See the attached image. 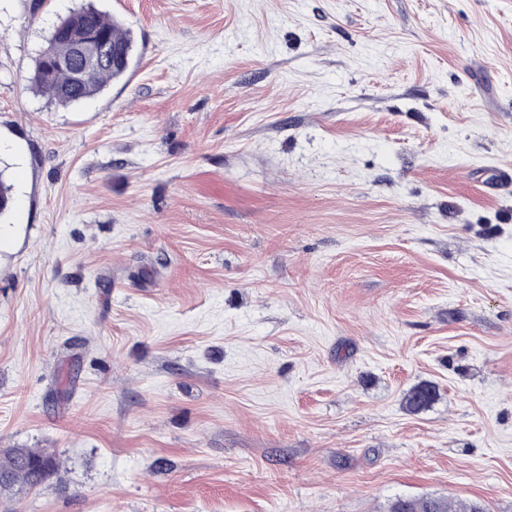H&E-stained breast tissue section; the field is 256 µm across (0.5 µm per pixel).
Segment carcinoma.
Listing matches in <instances>:
<instances>
[{
	"label": "carcinoma",
	"mask_w": 512,
	"mask_h": 512,
	"mask_svg": "<svg viewBox=\"0 0 512 512\" xmlns=\"http://www.w3.org/2000/svg\"><path fill=\"white\" fill-rule=\"evenodd\" d=\"M89 36L100 38L118 60L107 65L83 68L71 63L74 44ZM134 38L130 28L92 5L61 19L41 50L29 77L31 86L59 105L67 106L101 92L109 82L124 76L133 57ZM436 396L431 384L414 387L406 405L413 411L428 406ZM60 461L42 448H5L0 451V494H19L45 485L59 475ZM478 501L453 505L435 496L398 497L389 512H479Z\"/></svg>",
	"instance_id": "obj_1"
}]
</instances>
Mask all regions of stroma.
I'll list each match as a JSON object with an SVG mask.
<instances>
[{
  "mask_svg": "<svg viewBox=\"0 0 512 512\" xmlns=\"http://www.w3.org/2000/svg\"><path fill=\"white\" fill-rule=\"evenodd\" d=\"M504 172L512 0H0V449L63 463L0 512H512ZM89 36L100 38L116 59L123 56V60L109 63L112 58L104 45L90 40L77 45L74 58L82 65L109 64L83 68L71 63L74 44ZM133 45L129 27L92 5L82 7L56 24L36 58L29 82L52 102L63 106L77 103L124 76L132 61ZM486 512L479 501L452 505L448 500L435 496L398 497L389 506V512ZM482 509V511H479Z\"/></svg>",
  "mask_w": 512,
  "mask_h": 512,
  "instance_id": "1",
  "label": "stroma"
}]
</instances>
